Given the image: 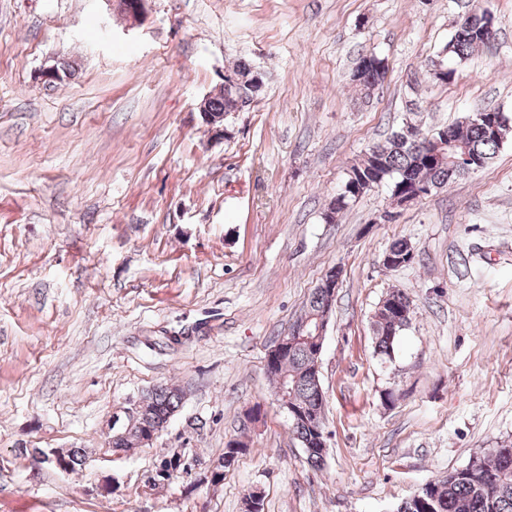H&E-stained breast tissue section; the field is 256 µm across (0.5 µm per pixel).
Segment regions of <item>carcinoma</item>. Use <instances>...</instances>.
Wrapping results in <instances>:
<instances>
[{"label":"carcinoma","mask_w":512,"mask_h":512,"mask_svg":"<svg viewBox=\"0 0 512 512\" xmlns=\"http://www.w3.org/2000/svg\"><path fill=\"white\" fill-rule=\"evenodd\" d=\"M480 8L473 7L462 18L454 34L444 47L447 51V64H438L435 69L447 72L435 79L446 83L454 78L455 65L467 60L480 47H487L494 33L484 31L475 22ZM229 72L236 76V83L224 87V91L214 95L210 110L218 115L232 112L243 94L252 93L254 69L246 61L239 60ZM386 76L384 60L374 55L364 54L358 58L350 75L351 84L363 97H370L369 90L380 85ZM512 130V118L502 116L497 132L488 130L483 121H469L443 128L453 147L444 145L436 148V154L423 157L429 138L418 137L407 140L404 129L400 128L383 144H374L373 159H361L350 167L356 182L372 181L384 176L385 181L394 182L407 176L421 183L441 185L448 182V159L462 158L468 153L490 161L506 135ZM409 241L397 239L383 253L382 265L394 269L414 261L408 252ZM326 306V298L321 289L314 288L308 295L305 313H317ZM413 309L412 299L401 290L387 294L385 304L376 310L373 320V340L375 353L381 357H392L402 327L410 322ZM275 383V393L288 395L289 403L298 408H306L314 413L308 421L291 424L294 438L303 449L307 462L315 469L321 468L324 458L320 452L321 434L316 432L324 427L323 413L325 399L318 392L321 380L310 370V351L306 345L293 346L288 356L277 366L268 370ZM183 394L180 389L168 384L153 387L145 397L141 409L151 426L170 421L182 406ZM139 428L123 429L112 436V448L125 452L142 444ZM248 451L247 445L237 439H230L224 446V453L215 464L217 469H228L238 457ZM397 512H512V442L502 444L485 456H478L463 469L448 473L443 479L430 481L421 492L400 504Z\"/></svg>","instance_id":"obj_1"}]
</instances>
